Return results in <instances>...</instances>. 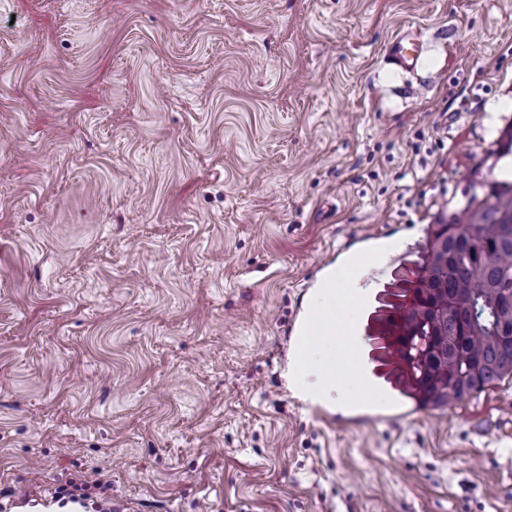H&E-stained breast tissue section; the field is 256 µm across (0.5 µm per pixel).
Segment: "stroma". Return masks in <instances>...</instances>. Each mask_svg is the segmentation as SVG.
Instances as JSON below:
<instances>
[{
	"label": "stroma",
	"instance_id": "35a3bbf8",
	"mask_svg": "<svg viewBox=\"0 0 512 512\" xmlns=\"http://www.w3.org/2000/svg\"><path fill=\"white\" fill-rule=\"evenodd\" d=\"M406 29L421 75L386 56ZM512 0H0V489L127 512H512V379L387 357L428 229L512 177ZM388 248L329 417L286 332ZM92 486L81 481L72 480L58 486L51 496L48 503H58L59 507H64L68 503L78 504L84 509L90 508L94 510L84 511H104L112 512V504L110 498H102L94 500L97 495H93ZM92 501V503H90Z\"/></svg>",
	"mask_w": 512,
	"mask_h": 512
}]
</instances>
